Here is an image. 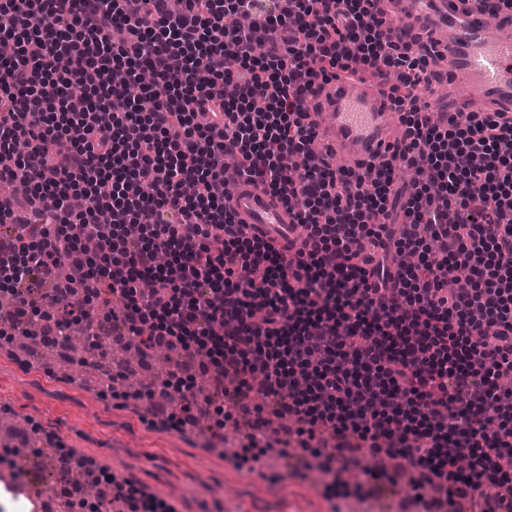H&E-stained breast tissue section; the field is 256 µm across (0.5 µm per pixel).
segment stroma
<instances>
[{"mask_svg": "<svg viewBox=\"0 0 512 512\" xmlns=\"http://www.w3.org/2000/svg\"><path fill=\"white\" fill-rule=\"evenodd\" d=\"M172 410L154 398L134 404L104 395L95 374L67 365L56 347L29 352L0 339V417L12 424L11 444L41 489L67 455L172 512H360L358 501L336 507L312 479H281L273 454L243 475L195 428L171 429L165 418Z\"/></svg>", "mask_w": 512, "mask_h": 512, "instance_id": "35a3bbf8", "label": "stroma"}]
</instances>
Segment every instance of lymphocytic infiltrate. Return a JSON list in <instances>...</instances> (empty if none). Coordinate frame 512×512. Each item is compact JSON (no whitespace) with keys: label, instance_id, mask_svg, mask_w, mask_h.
Segmentation results:
<instances>
[{"label":"lymphocytic infiltrate","instance_id":"f902f5d3","mask_svg":"<svg viewBox=\"0 0 512 512\" xmlns=\"http://www.w3.org/2000/svg\"><path fill=\"white\" fill-rule=\"evenodd\" d=\"M169 2L0 0V179L40 199L0 195V322L58 337L121 296L145 347L230 379L239 468L295 445L362 496L389 457L420 512H512V117L431 124L439 53L384 40L376 0ZM392 68L398 164L327 163L314 86ZM229 171L295 204L297 256L235 224Z\"/></svg>","mask_w":512,"mask_h":512}]
</instances>
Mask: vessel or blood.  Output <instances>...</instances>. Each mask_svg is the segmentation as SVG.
Segmentation results:
<instances>
[{"instance_id": "vessel-or-blood-1", "label": "vessel or blood", "mask_w": 512, "mask_h": 512, "mask_svg": "<svg viewBox=\"0 0 512 512\" xmlns=\"http://www.w3.org/2000/svg\"><path fill=\"white\" fill-rule=\"evenodd\" d=\"M388 17L387 41L400 44L428 28L442 59L446 83L431 121L468 112L512 114V13L490 22L487 0H379ZM320 111L311 113L317 140L345 167L400 154L399 113L385 90L369 80H334L316 86ZM237 223L277 246L299 241L287 205L256 182L239 183L226 201Z\"/></svg>"}]
</instances>
